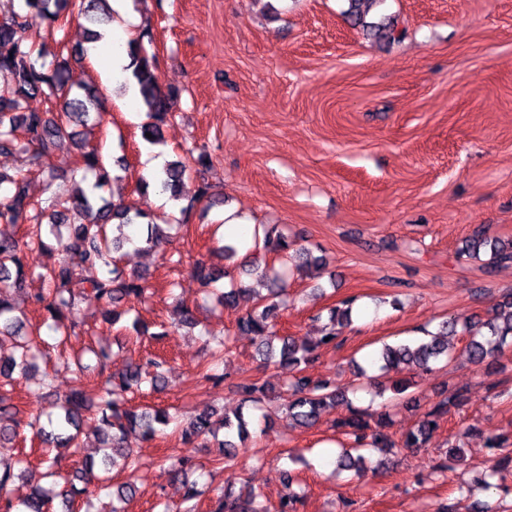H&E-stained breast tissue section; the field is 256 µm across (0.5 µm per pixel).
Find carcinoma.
<instances>
[{
  "mask_svg": "<svg viewBox=\"0 0 512 512\" xmlns=\"http://www.w3.org/2000/svg\"><path fill=\"white\" fill-rule=\"evenodd\" d=\"M107 0H22V6L9 17L0 20V78L7 80L0 88V154H10L16 150L27 151L34 161L51 165L62 140L74 141L78 158L72 172L92 173L95 182L92 189H102L114 177L112 169L103 161L99 151L79 138L73 131L77 125L89 121L100 122L104 114L103 102L95 89L84 86L81 92L74 91L76 85L71 79L69 60L56 57L51 62H38L33 58V43L30 33L40 28L52 35L62 28L61 17L84 19L89 25L90 41L102 38L101 26L107 22ZM347 15L352 25L362 28L368 34L380 39L396 40L399 33L392 25L366 21L372 7L381 0H348ZM130 69L139 91L147 106L150 122L143 133L152 135L150 141H162V126L173 116L172 108L177 93L161 91L157 78L156 59L148 55L143 40L128 42ZM41 99L43 108H34L30 102ZM187 174V167L179 160L169 162L160 179L163 191L171 198L178 199L181 184ZM212 186L201 181L188 205L181 208L179 224L189 223L195 205L211 198ZM138 219L146 220L147 228L144 244L153 249L167 239L161 224L150 216L134 209L124 200H108L95 197L79 187L71 197L70 204L61 208L57 201L40 202L28 193L27 179L0 172V224H25L24 235L15 237L0 232V336L11 341L9 353L0 348V382L14 379V375L27 376L35 366L40 354V328L24 332V319L15 315L12 302L15 291L23 289L27 278L37 275L49 284L46 291L34 295L35 302L53 320L51 325L58 343L77 335L82 322L78 320L79 305L86 299L94 300L101 308L104 319L115 320L120 316L119 308L133 300L143 299L148 292L147 276L143 272L126 273L119 266L116 254L122 241L110 237L109 226L117 220L123 224H133ZM254 248L263 249L288 260L293 252L300 259L297 271L307 276L309 267L320 262L308 248L290 239L288 234L276 225H264L262 231H254ZM61 252V260L42 272H35L28 263L34 253ZM487 255L484 268L491 272L497 267L512 264V238L489 237L483 231L475 232L464 241L458 255L468 259H478ZM90 269L101 270L96 278H87L84 272ZM240 269L246 275H257L261 283L270 282L268 295H262L254 288L236 287L222 293L219 300L226 306H235L240 297L252 299L251 308L236 322L237 331L257 339V354L267 363L288 368V382L285 389L286 414L297 425L313 427L321 412L328 408L349 405L344 391L336 387L331 379L312 380L304 371L318 359V351L336 345L343 330L351 324L353 300L345 299L330 308L329 324L322 329V335L315 340H298L293 336L279 334L278 324L281 311L286 307L281 297L287 295L288 282L283 275H272L259 266L244 261ZM223 267L202 261L191 267V275L206 290L224 278ZM468 336L466 352L471 363L476 365L493 364L507 340L512 339V293L503 297L493 308V314L486 320L455 316L443 321L437 333L427 341L415 344L383 345L377 361L383 370L409 369L429 371L431 365L448 359V341L440 337L454 336L457 333ZM206 344L212 350L216 362L224 361L230 347L223 336L211 334ZM87 351L96 358L97 375H107L105 387L92 395L86 390H75L63 396L61 413L56 420L41 423V415L32 414L26 425L36 431L48 445L58 448H80V428L91 423L94 431L103 435L105 449L100 463L89 458L82 468L64 476L57 468V458L45 456L40 461L44 467L41 478L50 487H37L31 496L21 503L13 501L10 484L14 473L7 465L0 471V512H53V502L62 506H72L75 497L85 495L92 481H97V489H109L108 478L95 473L100 467L107 473L121 464V469L129 471L131 482L117 487L112 495L120 500L135 494L133 481L138 474L149 467H162L173 477L185 476L196 467L193 457L186 453L169 454L145 464L136 458L133 451L123 445L127 429L139 428L145 438H153L160 433L158 426L166 425L169 416L166 412L151 408H134L129 405L131 395L148 386L154 391L166 387V360L158 355H147L131 361L119 373H108L110 356L103 347H89ZM243 395V401L258 403L266 396L268 385L258 379L244 380L235 385ZM467 401V389L460 387L435 402L422 418L402 436L401 443L391 440L383 433L382 426L388 414L380 411L366 413L356 408L350 409V416L335 422L340 434L347 442L337 458V466L342 470L359 472L366 468V457L360 453L364 448H376L384 454L395 448H423L439 428L443 418L453 409H461ZM215 411L203 409L190 419L182 431V441L191 444L207 435H216L212 423ZM22 417L17 408L8 403V397L0 393V453L14 448L17 429ZM224 429L223 452L212 459L217 469L233 465L239 444L249 433V422L243 412L224 415L220 423ZM486 446L498 452L501 470L512 471V435L490 436ZM294 478L291 473L284 475V491L280 497L278 512H296L301 497L292 488ZM262 493L251 489L246 495L235 493L230 488L217 496L214 512H265L260 502Z\"/></svg>",
  "mask_w": 512,
  "mask_h": 512,
  "instance_id": "1",
  "label": "carcinoma"
}]
</instances>
